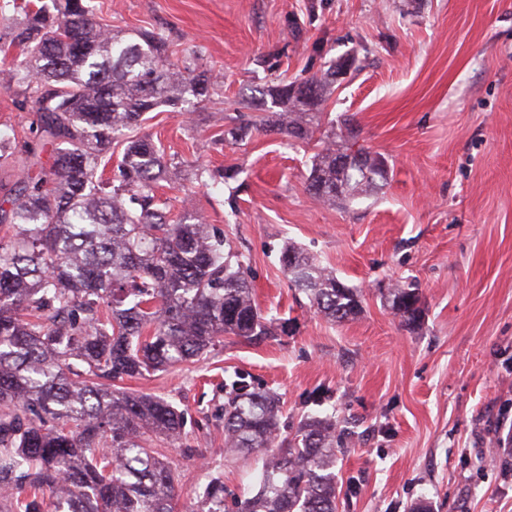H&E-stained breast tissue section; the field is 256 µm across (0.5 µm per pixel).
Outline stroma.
Instances as JSON below:
<instances>
[{
	"mask_svg": "<svg viewBox=\"0 0 512 512\" xmlns=\"http://www.w3.org/2000/svg\"><path fill=\"white\" fill-rule=\"evenodd\" d=\"M113 30L163 34L198 48L222 87L192 117L148 113L144 133L176 165L204 163L229 180L184 193L248 265L265 310L291 331L261 343L228 336L206 359L126 380L182 410L186 442L169 450L180 505L206 477L227 493L252 489L253 460L224 453V385L273 392L282 424L335 414L337 512H512L501 440L512 432V0H93ZM345 74L326 94L323 127L351 119L359 144L389 166L384 188L351 202L307 191L320 138L289 145L232 119L257 120L263 89L300 81L326 61ZM0 74V134L23 137L33 112ZM301 246L348 286L363 309L337 324L295 293L279 263ZM417 289L421 325L384 302Z\"/></svg>",
	"mask_w": 512,
	"mask_h": 512,
	"instance_id": "1",
	"label": "stroma"
}]
</instances>
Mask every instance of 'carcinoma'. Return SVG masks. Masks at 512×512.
I'll return each instance as SVG.
<instances>
[{"label":"carcinoma","instance_id":"1","mask_svg":"<svg viewBox=\"0 0 512 512\" xmlns=\"http://www.w3.org/2000/svg\"><path fill=\"white\" fill-rule=\"evenodd\" d=\"M13 2L24 20L9 74L35 119L23 172L0 178V512H178L173 469L152 441L182 444L184 413L120 383L199 361L226 334L259 343L291 325L262 312L224 233L190 209L171 216L158 195L165 150L137 133L160 107L195 111L218 77L193 49L108 28L87 0ZM339 68L303 80L307 93L268 88L277 110L259 125L309 139ZM354 148L364 163L346 169ZM383 163L354 129L332 130L308 191L354 200L387 183ZM218 177L197 165L190 182ZM280 261L325 319L360 314L359 290L314 257L287 241ZM386 302L406 328L421 324L413 290L398 284ZM223 419L226 447L262 455L255 490L228 505L213 476L185 512H336V421L308 417L284 435L277 398L242 380L229 384Z\"/></svg>","mask_w":512,"mask_h":512}]
</instances>
